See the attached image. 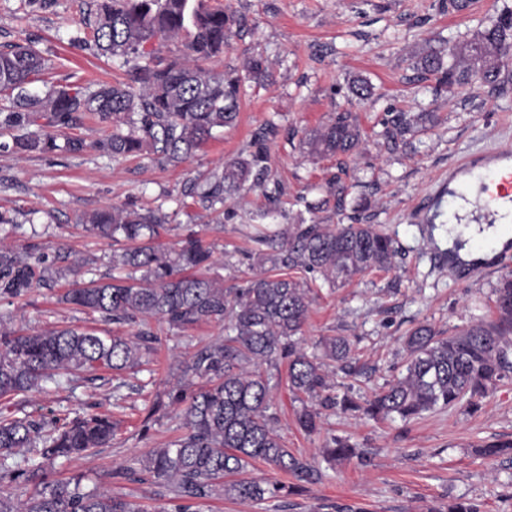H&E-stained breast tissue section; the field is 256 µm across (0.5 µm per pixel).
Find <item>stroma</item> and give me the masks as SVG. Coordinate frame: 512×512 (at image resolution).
Wrapping results in <instances>:
<instances>
[{"label": "stroma", "instance_id": "obj_1", "mask_svg": "<svg viewBox=\"0 0 512 512\" xmlns=\"http://www.w3.org/2000/svg\"><path fill=\"white\" fill-rule=\"evenodd\" d=\"M240 20L234 48L215 69H244L263 57L271 73L266 86L246 89L238 123L215 131L194 157L179 166L148 156L115 160L96 151L78 155H17L0 150V212L14 224H0V241L17 250L38 244L57 282L34 288L22 303L0 301V323L24 331L79 325L132 337V324H112L57 301L73 281L86 282L112 272V249L84 235L81 216L105 206L161 209L169 229L160 242L176 245L187 231L211 248L207 276L240 285L258 272L249 253L258 249L252 223L264 209L259 190L245 188L226 200L223 211L184 197L194 176L222 168L226 159L247 156L254 137L267 131L271 180L285 193L266 221L284 228L301 222L346 224L351 217L383 229L398 254L392 269L372 272L336 290L312 281L315 300L300 337L306 352L326 336L348 338L355 350L357 374L329 363L336 394L365 400L405 371L403 339L421 323L453 333L491 320L493 290L512 267V244L480 263L448 259V178L470 158L485 161L512 147V65L496 88L453 94L435 91L414 68L417 56L437 48L438 38L473 39L491 0H472L467 11L441 9V0H225ZM90 10L89 0H0V45L22 39L58 55L51 84L113 82L125 73L92 49L71 45L70 33ZM364 78L374 87L367 102L348 101L347 84ZM356 116L362 141L351 157L316 158L304 139L326 123L336 107ZM405 112L416 122L403 141L386 139V124ZM436 113L437 124L421 120ZM340 178L348 187L344 208L324 204L325 183ZM367 198L369 208L354 211ZM82 260L79 274L70 260ZM156 351L141 366L120 376L97 373L79 377L70 387L46 384L29 393L25 411L39 419L108 411L119 428L111 446L88 458L65 463L58 476L81 477L84 489H108L149 504L153 512H172L168 488L153 477L115 481L112 472L178 437L181 421L169 407L167 392L180 360L224 336L222 326L203 324L185 330L157 329ZM276 429L288 448L307 461L312 482L297 494L259 503L209 499L199 512H447L464 501L477 512H512V459L487 457L478 449L512 440V382L484 398L479 408L467 403L424 413L419 418L375 422L362 415L323 412L321 428L307 435L295 422L298 407L288 388V362L271 368ZM348 441L365 453L328 462L324 446L331 438Z\"/></svg>", "mask_w": 512, "mask_h": 512}]
</instances>
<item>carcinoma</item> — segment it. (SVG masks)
<instances>
[{"label": "carcinoma", "mask_w": 512, "mask_h": 512, "mask_svg": "<svg viewBox=\"0 0 512 512\" xmlns=\"http://www.w3.org/2000/svg\"><path fill=\"white\" fill-rule=\"evenodd\" d=\"M239 21L210 0H96L94 20L73 41L93 47L128 68V81L102 83L91 90L74 85L37 86L54 60L28 39L0 49V137L9 134L19 154H81L92 148L114 158L149 155L161 164L189 161L216 128L236 124L246 83L271 78L266 61L249 60L245 73H215L207 64L232 47ZM177 40L179 54L156 60L146 46ZM512 60V8L488 19L471 41L450 38L439 51L418 57L416 68L439 89L498 85L501 68ZM349 96L368 100L371 85L348 83ZM90 120L109 132L89 143L74 130ZM390 137L406 135L414 119L405 112L389 121ZM356 117L338 110L309 134L319 157L347 156L360 145ZM248 157L224 162L219 173L202 178L200 201L210 208L246 182L276 202L283 186L268 188V152L264 135L255 136ZM83 232L112 246V268L124 272L85 286L73 284L61 301L101 321L140 326L136 340L80 326L32 333L0 330V399L21 405L46 380L57 386L70 376L99 370L121 373L141 364L158 341L148 326L154 319L170 329L215 323L227 330L224 341L204 346L179 366L171 386V405L183 433L154 448L135 465L112 472L133 480L148 473L167 484L179 501L174 512H193L194 504L216 496L263 501L285 498L294 487L241 477L260 459L300 481L313 470L286 448L269 414L270 383L264 366L288 359V387L302 404L299 427L320 428L318 405L343 413H362L375 421L413 419L425 412L467 402L473 408L512 378V275L495 288L497 318L442 336L428 324L405 339V373L360 403L332 393L334 385L321 358L347 361L351 344L343 336L319 342L322 355H309L295 337L306 324L312 299L306 280L291 273L318 274L330 288L358 275L388 270L394 242L372 224H291L282 230L256 225L263 246L257 264L263 272L241 285L204 276L212 252L194 233L168 250L157 243L167 230V215L153 209L112 207L81 217ZM38 246L26 252L0 247V300L26 296L45 278L46 267L30 262ZM118 422L108 414L86 413L72 419L52 416L40 422L16 412L0 414V512H148L147 506L108 490L86 491L80 478H54L56 464L86 456L111 444ZM334 461L358 455L356 448L332 439L324 448ZM33 486L25 498L3 495L1 488Z\"/></svg>", "instance_id": "1"}]
</instances>
